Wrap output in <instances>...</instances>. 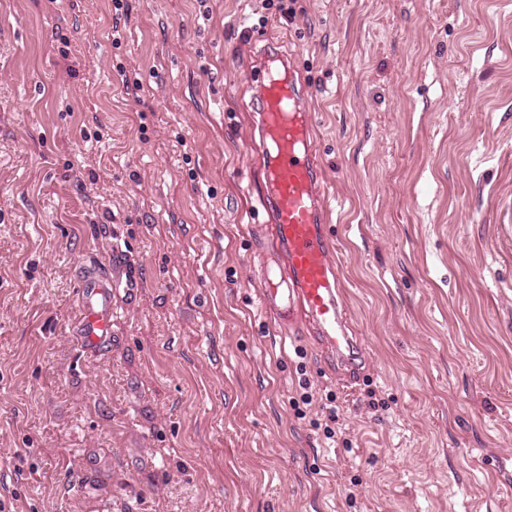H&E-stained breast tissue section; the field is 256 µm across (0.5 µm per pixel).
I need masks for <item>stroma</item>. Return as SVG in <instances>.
Here are the masks:
<instances>
[{"label":"stroma","instance_id":"1","mask_svg":"<svg viewBox=\"0 0 512 512\" xmlns=\"http://www.w3.org/2000/svg\"><path fill=\"white\" fill-rule=\"evenodd\" d=\"M292 7L0 0V512H512V0ZM265 48L309 87L351 388L260 310ZM116 244L140 295L90 357ZM120 288L126 300H135L140 288L137 276L127 266L123 251L112 249V278L94 270L85 271L78 289L75 336L86 353H100L112 346V324L118 307L115 297Z\"/></svg>","mask_w":512,"mask_h":512}]
</instances>
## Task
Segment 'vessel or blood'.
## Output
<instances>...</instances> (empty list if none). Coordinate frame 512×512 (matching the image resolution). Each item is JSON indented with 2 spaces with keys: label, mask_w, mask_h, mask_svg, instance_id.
<instances>
[{
  "label": "vessel or blood",
  "mask_w": 512,
  "mask_h": 512,
  "mask_svg": "<svg viewBox=\"0 0 512 512\" xmlns=\"http://www.w3.org/2000/svg\"><path fill=\"white\" fill-rule=\"evenodd\" d=\"M258 130L265 147L261 208L271 216L273 249L264 253L258 290L263 312L284 331L305 325L340 375L356 383L365 354L349 336L343 285L328 231L330 191L318 156L317 124L306 88L293 67L256 76ZM139 281L121 249L112 251V276L85 271L78 289L75 335L97 354L112 345L117 295L135 300Z\"/></svg>",
  "instance_id": "vessel-or-blood-1"
}]
</instances>
